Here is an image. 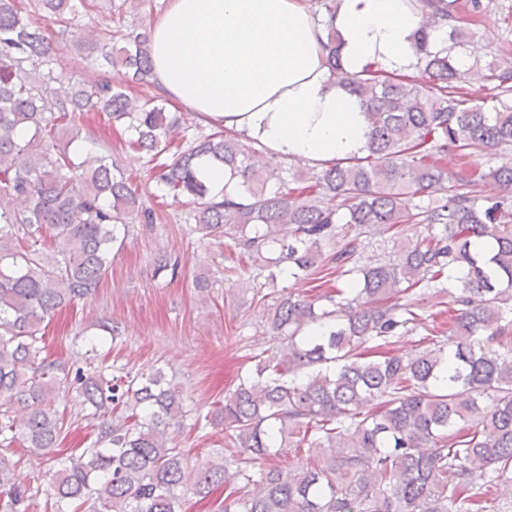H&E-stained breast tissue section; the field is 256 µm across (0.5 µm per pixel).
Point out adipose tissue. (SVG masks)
Wrapping results in <instances>:
<instances>
[{
	"mask_svg": "<svg viewBox=\"0 0 512 512\" xmlns=\"http://www.w3.org/2000/svg\"><path fill=\"white\" fill-rule=\"evenodd\" d=\"M415 0H336L346 70L414 69ZM308 0H169L152 27L160 92L199 121L315 166L360 152L367 125L325 63Z\"/></svg>",
	"mask_w": 512,
	"mask_h": 512,
	"instance_id": "obj_1",
	"label": "adipose tissue"
}]
</instances>
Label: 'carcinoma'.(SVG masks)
Instances as JSON below:
<instances>
[{"instance_id":"obj_1","label":"carcinoma","mask_w":512,"mask_h":512,"mask_svg":"<svg viewBox=\"0 0 512 512\" xmlns=\"http://www.w3.org/2000/svg\"><path fill=\"white\" fill-rule=\"evenodd\" d=\"M419 3L416 77L347 71L334 6L324 4L319 23L336 88L369 124L361 153L294 176L301 186L291 188L279 165L256 167L261 150L223 129L194 139L159 174L162 190L189 207L192 232L227 236L251 261L225 268L235 284L273 285L285 270L309 276L330 264L349 277L318 310L282 289L254 293L260 304L271 300L270 328L287 344L254 355V369L191 424L223 427L233 449L195 483L203 497L224 485L219 512H490L497 491L512 489V167L468 162L512 146V66H465L457 0ZM37 8L66 24L76 4L38 0ZM441 28L448 47L437 49L433 33ZM112 38L123 44H104L106 60L126 69L131 83L149 82L150 30L117 29ZM49 63L41 26L19 0H0V451L20 438L36 450L56 446L66 383L81 406H109L116 416L57 471L54 512H72L79 501L92 502V512H182L185 454L170 435L187 418L179 388L160 369L123 377L103 368L61 372L40 358L38 337L59 309L96 292L131 220L156 222L111 158L88 168L74 162L69 146L83 129L73 113H105L153 159L174 144L181 116L108 84L58 100ZM41 66L47 72L32 80ZM466 75L488 96L463 91ZM450 147L467 159L455 172L439 165ZM204 159L239 177V200L211 198ZM487 180L502 194L480 195ZM271 181L279 183L273 192ZM403 225L425 233L394 242L387 260L362 261L366 231L397 235ZM340 234L344 245L326 252ZM47 238L48 256L38 248ZM417 289L451 294L453 353L389 351L400 329L423 320L409 300ZM286 445L305 452L295 468L253 472L255 461ZM28 507L1 455L0 512Z\"/></svg>"}]
</instances>
